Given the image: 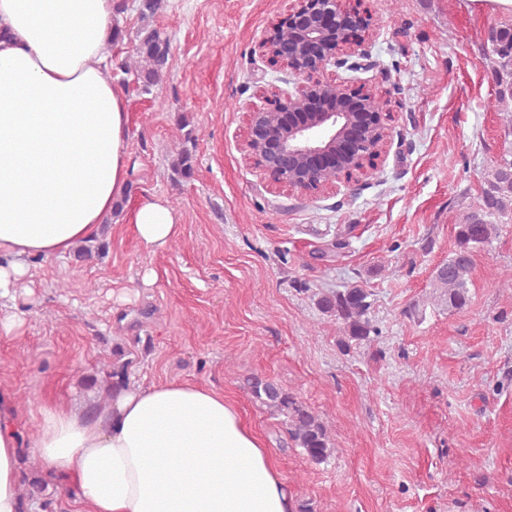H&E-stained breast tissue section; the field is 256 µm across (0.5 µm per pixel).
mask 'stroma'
I'll return each instance as SVG.
<instances>
[{
  "label": "stroma",
  "mask_w": 512,
  "mask_h": 512,
  "mask_svg": "<svg viewBox=\"0 0 512 512\" xmlns=\"http://www.w3.org/2000/svg\"><path fill=\"white\" fill-rule=\"evenodd\" d=\"M118 0L110 76L128 99L129 200L170 206L177 234L140 242L125 218L88 251L44 262L0 331V391L17 394L25 434L42 402L103 404L112 353L137 382L195 381L223 392L277 460L295 505L311 512H512V224L474 258L469 303L448 310L430 278L455 246L453 226L483 172L512 160V116L497 101L489 35L512 14L469 0H345L372 16L376 67L365 88L390 100L392 143L368 186L317 197L277 189L245 166L247 114L286 75L257 50L290 0ZM170 46L159 82L121 65L137 35ZM186 125L195 172L174 173ZM352 282L372 293L379 335L342 351L315 296ZM275 381L317 412L336 452L310 463L281 420L244 390ZM24 455L30 512H70Z\"/></svg>",
  "instance_id": "stroma-1"
}]
</instances>
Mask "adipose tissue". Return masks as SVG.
Wrapping results in <instances>:
<instances>
[{
	"mask_svg": "<svg viewBox=\"0 0 512 512\" xmlns=\"http://www.w3.org/2000/svg\"><path fill=\"white\" fill-rule=\"evenodd\" d=\"M116 0H0V300L30 296L38 260L97 236L127 192L128 101L107 74ZM140 241L177 233L159 200ZM0 392V512H22V439ZM32 451L72 512H294L276 461L222 392L129 383L92 417L42 405Z\"/></svg>",
	"mask_w": 512,
	"mask_h": 512,
	"instance_id": "ef3b65f1",
	"label": "adipose tissue"
}]
</instances>
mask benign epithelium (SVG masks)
I'll return each instance as SVG.
<instances>
[{
  "instance_id": "7a95c632",
  "label": "benign epithelium",
  "mask_w": 512,
  "mask_h": 512,
  "mask_svg": "<svg viewBox=\"0 0 512 512\" xmlns=\"http://www.w3.org/2000/svg\"><path fill=\"white\" fill-rule=\"evenodd\" d=\"M296 2L257 48L271 66L305 83L293 91L271 86L266 106L249 112L242 161L279 187L316 195L342 182L356 195L365 184L352 182L353 175L376 171L392 142L390 115L358 79L338 84L316 74L329 66L354 73L375 68L367 39L350 42L370 30L371 18L342 0Z\"/></svg>"
}]
</instances>
